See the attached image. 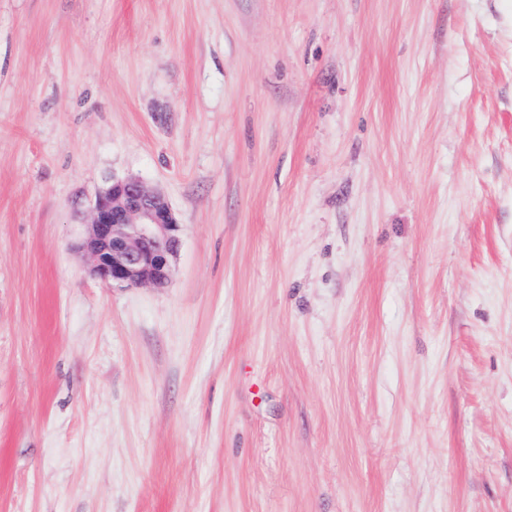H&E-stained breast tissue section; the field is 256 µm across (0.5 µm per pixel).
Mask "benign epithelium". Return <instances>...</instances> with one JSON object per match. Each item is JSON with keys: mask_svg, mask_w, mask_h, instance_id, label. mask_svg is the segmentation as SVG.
I'll return each mask as SVG.
<instances>
[{"mask_svg": "<svg viewBox=\"0 0 512 512\" xmlns=\"http://www.w3.org/2000/svg\"><path fill=\"white\" fill-rule=\"evenodd\" d=\"M90 213L80 250L95 277L108 284H168L182 225L164 195L137 178L114 180L96 194Z\"/></svg>", "mask_w": 512, "mask_h": 512, "instance_id": "1", "label": "benign epithelium"}]
</instances>
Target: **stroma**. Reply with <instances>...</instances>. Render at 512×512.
Returning <instances> with one entry per match:
<instances>
[{
    "instance_id": "obj_1",
    "label": "stroma",
    "mask_w": 512,
    "mask_h": 512,
    "mask_svg": "<svg viewBox=\"0 0 512 512\" xmlns=\"http://www.w3.org/2000/svg\"><path fill=\"white\" fill-rule=\"evenodd\" d=\"M0 512H512V0H0ZM90 213L80 250L95 277L108 284H168L182 225L164 195L137 178L112 180L96 194Z\"/></svg>"
}]
</instances>
